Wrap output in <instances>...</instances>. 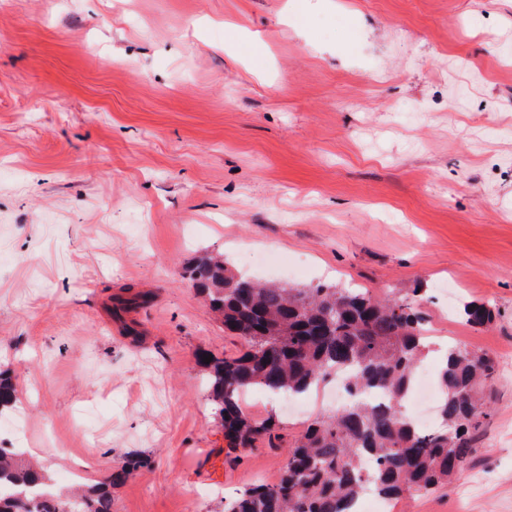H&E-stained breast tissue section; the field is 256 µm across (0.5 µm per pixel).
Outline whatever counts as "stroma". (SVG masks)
<instances>
[{"instance_id":"obj_1","label":"stroma","mask_w":512,"mask_h":512,"mask_svg":"<svg viewBox=\"0 0 512 512\" xmlns=\"http://www.w3.org/2000/svg\"><path fill=\"white\" fill-rule=\"evenodd\" d=\"M419 289L426 335L496 361L469 468L400 512H512V0H0V448L112 512H224L276 481L236 448L200 353H238L184 278ZM492 308L474 328L465 304ZM25 418L27 436L13 424Z\"/></svg>"}]
</instances>
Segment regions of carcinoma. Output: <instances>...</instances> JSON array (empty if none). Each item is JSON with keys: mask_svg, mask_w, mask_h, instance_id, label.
<instances>
[{"mask_svg": "<svg viewBox=\"0 0 512 512\" xmlns=\"http://www.w3.org/2000/svg\"><path fill=\"white\" fill-rule=\"evenodd\" d=\"M185 276L221 316L224 334L244 348L201 363L213 414L230 444L251 448L275 429L273 418L258 420L242 410L241 398L252 387L294 396L343 374L352 396L286 444L287 462L275 482L245 487L224 502V512H350L367 485L398 499L444 487L464 472L495 362L486 353L448 346L438 375L442 425L434 431L412 426L404 400L426 352L414 300L374 301L338 285L257 283L233 274L219 253L196 258ZM463 312L473 326L493 320L484 304L468 303ZM16 392L11 376L0 372V410L14 404ZM146 463L128 460L109 484ZM49 482L45 470L20 465L14 450L0 448V512H112L104 486L67 498L46 490ZM3 488L12 493L3 495Z\"/></svg>", "mask_w": 512, "mask_h": 512, "instance_id": "1", "label": "carcinoma"}]
</instances>
